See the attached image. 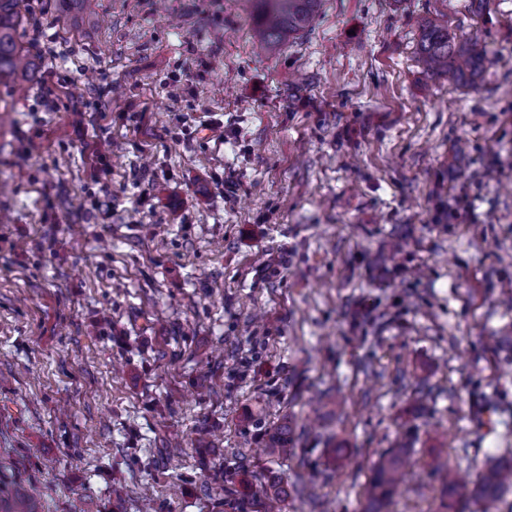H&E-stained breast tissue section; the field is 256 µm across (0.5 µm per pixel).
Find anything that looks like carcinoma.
I'll use <instances>...</instances> for the list:
<instances>
[{
  "label": "carcinoma",
  "instance_id": "cac0c4a2",
  "mask_svg": "<svg viewBox=\"0 0 512 512\" xmlns=\"http://www.w3.org/2000/svg\"><path fill=\"white\" fill-rule=\"evenodd\" d=\"M58 10L94 25L98 18L97 0H56ZM254 19L252 38L263 51L274 53L290 38L304 32L315 20L322 0H245ZM32 25L23 0H0V82H27L37 67L36 58L21 41L22 32ZM420 60L434 74L451 72L472 84L487 62L482 30L476 29L457 43L448 27L436 18L420 24ZM405 464L401 451L383 456L366 488L364 512H382L393 487L399 482ZM467 481L453 470L448 472V512H455V496ZM476 490L484 501L483 512H498L502 492L512 487V463L490 462L477 473ZM0 512H38L26 494L0 498Z\"/></svg>",
  "mask_w": 512,
  "mask_h": 512
}]
</instances>
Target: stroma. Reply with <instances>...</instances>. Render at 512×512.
Here are the masks:
<instances>
[{"label": "stroma", "instance_id": "1", "mask_svg": "<svg viewBox=\"0 0 512 512\" xmlns=\"http://www.w3.org/2000/svg\"><path fill=\"white\" fill-rule=\"evenodd\" d=\"M98 2L33 0L0 83V493L362 512L407 448L385 512H445L512 460V0H323L273 55L243 0ZM435 16L482 28L475 84L420 65ZM58 10L66 16H74L95 25L98 18L96 0H56ZM405 458L403 451L383 456L366 488L367 507L363 512H382V507L393 487L399 482Z\"/></svg>", "mask_w": 512, "mask_h": 512}]
</instances>
